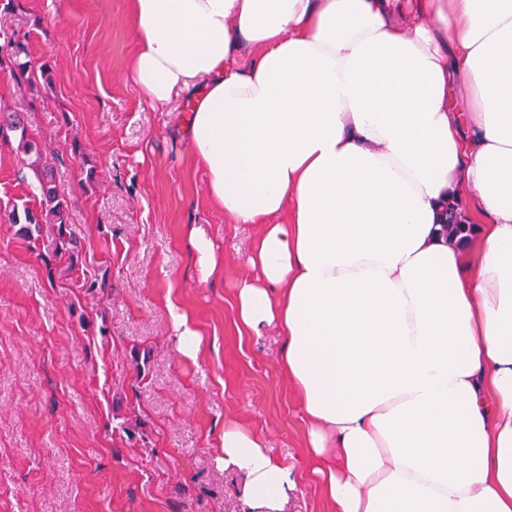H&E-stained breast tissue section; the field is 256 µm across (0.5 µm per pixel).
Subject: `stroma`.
<instances>
[{
  "label": "stroma",
  "mask_w": 512,
  "mask_h": 512,
  "mask_svg": "<svg viewBox=\"0 0 512 512\" xmlns=\"http://www.w3.org/2000/svg\"><path fill=\"white\" fill-rule=\"evenodd\" d=\"M132 26L128 0H0V45L23 41L38 75L0 72V104L42 144L81 268L112 286L75 288L8 222L35 177L17 142L0 144V512H245L238 475L216 463L229 421L293 466L286 512H329L281 333L236 324L259 229L210 199L188 155V94L141 95ZM193 226L220 278L197 281ZM173 308L201 338L196 358L178 352Z\"/></svg>",
  "instance_id": "1"
}]
</instances>
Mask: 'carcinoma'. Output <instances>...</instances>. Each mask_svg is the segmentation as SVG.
I'll list each match as a JSON object with an SVG mask.
<instances>
[{"mask_svg":"<svg viewBox=\"0 0 512 512\" xmlns=\"http://www.w3.org/2000/svg\"><path fill=\"white\" fill-rule=\"evenodd\" d=\"M9 48L7 58L0 57V67L8 61L12 75L22 78L26 74V65L19 61V57L24 53V47L15 43L9 45ZM12 139L17 140L23 154L31 158L28 166L36 177L33 194L39 198L41 209L37 214L28 207L21 213L14 210L8 215V220L20 225L19 233L29 239L42 237L43 225H53L52 233L48 236L47 251L71 273L75 270L79 252L76 238L68 231V203L65 194L56 184L52 166L43 160L44 150L30 136L23 114L0 106V142L6 143ZM445 224L448 226V238L459 243L468 241L475 232V225L466 220L456 203L448 205Z\"/></svg>","mask_w":512,"mask_h":512,"instance_id":"obj_1","label":"carcinoma"}]
</instances>
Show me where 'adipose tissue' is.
I'll use <instances>...</instances> for the list:
<instances>
[{"label":"adipose tissue","mask_w":512,"mask_h":512,"mask_svg":"<svg viewBox=\"0 0 512 512\" xmlns=\"http://www.w3.org/2000/svg\"><path fill=\"white\" fill-rule=\"evenodd\" d=\"M129 10L141 94L192 93L210 198L260 228L236 321L284 337L334 512H512V0ZM218 464L283 512L294 469L260 437L225 424ZM445 224L448 226V238L457 239V242H467L475 232V224H470L457 203L448 204Z\"/></svg>","instance_id":"obj_1"}]
</instances>
